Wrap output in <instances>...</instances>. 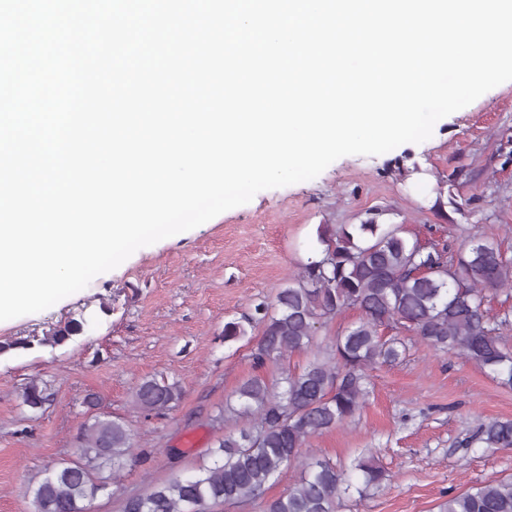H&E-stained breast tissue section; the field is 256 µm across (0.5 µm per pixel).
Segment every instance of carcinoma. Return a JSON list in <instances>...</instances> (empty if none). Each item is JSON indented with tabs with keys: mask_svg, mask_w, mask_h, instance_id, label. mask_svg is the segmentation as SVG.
<instances>
[{
	"mask_svg": "<svg viewBox=\"0 0 512 512\" xmlns=\"http://www.w3.org/2000/svg\"><path fill=\"white\" fill-rule=\"evenodd\" d=\"M501 292L512 293V259L493 241L473 237L467 249L448 256L424 247L400 224L370 220L318 227L314 257L275 299L224 325L226 342L260 327L253 364L274 367L278 377H251L235 391L236 403L225 401L219 414L224 437L213 450L220 456L214 465L127 499L124 512H208L215 505L257 500L264 502L263 512H338L341 494L354 488L362 495L387 474L371 454L339 469L325 457L306 456V445L359 415L373 393L370 371L403 358L402 340L380 328H403L435 351L457 352L512 389V349L493 335L484 307L487 294ZM350 309L359 312L358 320L338 332L325 352L299 372L284 367L287 357L315 345L319 326ZM86 324L71 319L37 341L0 343V354L62 345L82 335ZM182 396L180 383L151 379L138 385L133 402L149 417L176 407ZM21 397L32 409L46 401L45 389L34 380ZM477 434L489 448H511L512 420L484 422ZM137 450L123 420L95 418L79 437L77 460L49 471L34 489V512H88ZM291 467L300 469L293 486L264 499ZM442 512H512V478L450 495Z\"/></svg>",
	"mask_w": 512,
	"mask_h": 512,
	"instance_id": "1",
	"label": "carcinoma"
}]
</instances>
